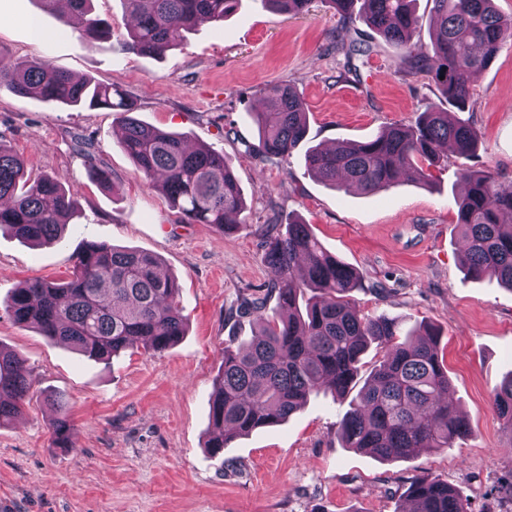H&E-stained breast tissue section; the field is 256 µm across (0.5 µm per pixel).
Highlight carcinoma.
I'll return each mask as SVG.
<instances>
[{"label":"carcinoma","mask_w":512,"mask_h":512,"mask_svg":"<svg viewBox=\"0 0 512 512\" xmlns=\"http://www.w3.org/2000/svg\"><path fill=\"white\" fill-rule=\"evenodd\" d=\"M92 0H69L82 17L80 36L90 44L110 24L90 16ZM239 0H122L129 24L127 46L137 54L161 57L177 47L183 32L222 22ZM287 13L308 11L312 0H262ZM343 22L361 20L400 54L397 67L431 76L443 101L466 111L471 76L488 68L512 40V15L495 0H432L431 47L415 54L413 33L423 17L414 0H327ZM20 97L86 106L117 113L120 146L148 182L162 179V190L182 221L207 224L224 234L245 227L246 201L224 156L208 147H187L177 133L148 125L135 103L114 84L77 78L46 61L14 58L0 50V85ZM268 105L250 113L265 158H286L306 140L303 101L288 83L271 86ZM450 144L468 160L479 147L468 120L435 103L411 126L393 125L365 141H339L330 149L309 148L308 172L334 187L354 185L370 194L395 186L400 177L430 183L428 168L448 162L441 148ZM467 191L458 203L456 224L464 241L466 274L494 277L512 289V182L488 170L462 169ZM78 206V193L47 175L32 176L0 136V229L34 246L60 238ZM264 242L263 260L276 273L264 296L240 297L237 312L253 314L259 331L240 345H224V362L211 400L207 447L216 453L234 439L276 425L301 409L309 396L330 390L346 396L356 384L362 357L376 344L385 349L370 378L351 401L337 436L345 448L380 459L415 456L423 448L446 450L472 435L467 418L446 399L448 373L439 354L440 333L421 325L404 336L396 317L366 315L349 300L359 273L330 255L309 225L274 215ZM285 229H279V226ZM175 276L161 270L147 252L107 243L85 245L65 282L34 279L14 289L5 310L18 324L30 325L47 339L72 346L84 356L110 362L126 350L164 351L184 336L187 323L179 307ZM276 297L278 316L264 314ZM32 381L13 352L0 347V425L20 414ZM50 425L56 447L67 446L72 427L68 402L52 399ZM491 407L512 433V377L496 387ZM407 512H469L468 501L447 482L429 475L411 481Z\"/></svg>","instance_id":"carcinoma-1"}]
</instances>
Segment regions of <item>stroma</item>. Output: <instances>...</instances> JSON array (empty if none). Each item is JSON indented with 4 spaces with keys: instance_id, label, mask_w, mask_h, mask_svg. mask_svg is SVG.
Here are the masks:
<instances>
[{
    "instance_id": "obj_1",
    "label": "stroma",
    "mask_w": 512,
    "mask_h": 512,
    "mask_svg": "<svg viewBox=\"0 0 512 512\" xmlns=\"http://www.w3.org/2000/svg\"><path fill=\"white\" fill-rule=\"evenodd\" d=\"M93 7L112 33L90 44L36 0H0V48L115 84L146 124L223 152L245 194L247 227L227 237L181 223L120 147L115 113L0 86V135L32 175H49L79 199L58 242L32 246L0 234V346L33 380L22 413L0 426V501L9 512H401L410 481L423 474L457 488L470 512H512L500 499L512 483V433L491 408L493 389L512 374V290L465 274L459 160L433 170L426 187L405 180L370 195L338 190L306 172L303 149L282 160L259 156L248 119L270 86L288 83L305 102L306 147L362 141L438 102L431 79L399 72L394 46L363 23L343 24L323 0L294 16L240 0L224 22L195 28L161 57L125 50L121 0ZM355 43L368 52L353 59L356 77L340 80L344 50ZM468 118L481 138L471 167L512 181V43L471 79ZM77 133L93 138L95 164L75 150ZM96 166L110 172L109 185L96 180ZM274 213L310 224L328 253L357 269L351 298L363 313L438 328L450 400L470 422L469 440L381 461L342 447L337 430L350 400L322 391L288 421L211 454L209 401L224 344L248 342L257 328L230 309L276 278L263 262ZM91 241L153 254L178 278L187 319L178 343L103 363L12 320L4 305L12 289L66 278ZM55 394L66 397L73 423L64 454L49 431L55 411L46 398Z\"/></svg>"
}]
</instances>
